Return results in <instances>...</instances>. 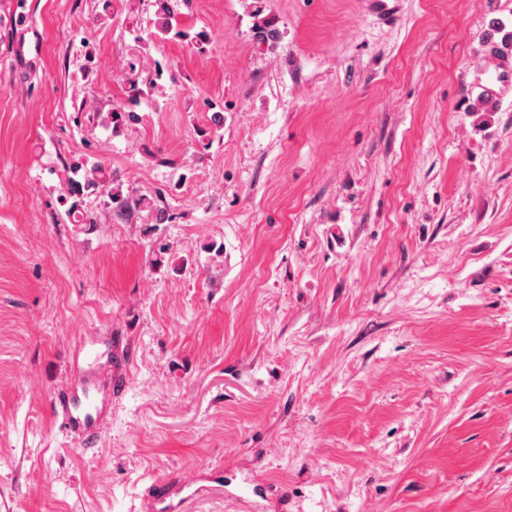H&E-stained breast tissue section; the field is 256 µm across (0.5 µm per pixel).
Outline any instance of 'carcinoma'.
Listing matches in <instances>:
<instances>
[{"label":"carcinoma","mask_w":512,"mask_h":512,"mask_svg":"<svg viewBox=\"0 0 512 512\" xmlns=\"http://www.w3.org/2000/svg\"><path fill=\"white\" fill-rule=\"evenodd\" d=\"M155 27L163 37L179 40L193 41L202 44L206 40V34L202 31L190 33L189 30L179 26L177 14L170 4V0H155ZM256 38L262 44L270 46L276 44L280 38L277 28L264 20L255 25ZM71 176L60 195V204L65 207V214L69 217H77L80 213L83 198L90 194H107L112 208L119 211H132L146 209L154 215V223L162 224L168 220L165 212L155 207L154 204L144 198H135L123 194L119 188L112 187V181L107 177L103 165L98 161L88 158L76 161L70 166Z\"/></svg>","instance_id":"cac0c4a2"}]
</instances>
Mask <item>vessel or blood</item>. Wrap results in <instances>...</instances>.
<instances>
[{
    "mask_svg": "<svg viewBox=\"0 0 512 512\" xmlns=\"http://www.w3.org/2000/svg\"><path fill=\"white\" fill-rule=\"evenodd\" d=\"M108 404L104 386H91L87 382L66 379L57 393L55 405L63 415L68 432L85 439L98 433L101 415ZM223 475L201 471L188 479L177 478L172 484L159 486L142 504V512H187L189 502L201 499L209 493H223Z\"/></svg>",
    "mask_w": 512,
    "mask_h": 512,
    "instance_id": "1",
    "label": "vessel or blood"
}]
</instances>
